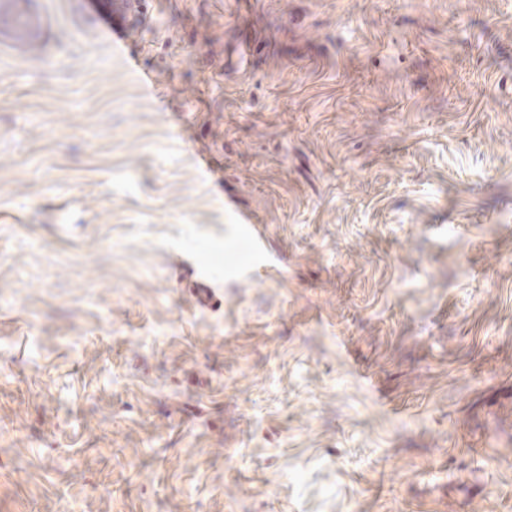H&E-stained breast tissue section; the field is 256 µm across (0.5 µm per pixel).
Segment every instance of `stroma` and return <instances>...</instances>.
I'll return each instance as SVG.
<instances>
[{
    "label": "stroma",
    "instance_id": "1",
    "mask_svg": "<svg viewBox=\"0 0 512 512\" xmlns=\"http://www.w3.org/2000/svg\"><path fill=\"white\" fill-rule=\"evenodd\" d=\"M0 512H512V0H0ZM239 217V224H246L244 229L246 241L255 258L266 261L263 249L264 235L256 229L254 224L257 223L254 217L245 211H239Z\"/></svg>",
    "mask_w": 512,
    "mask_h": 512
}]
</instances>
